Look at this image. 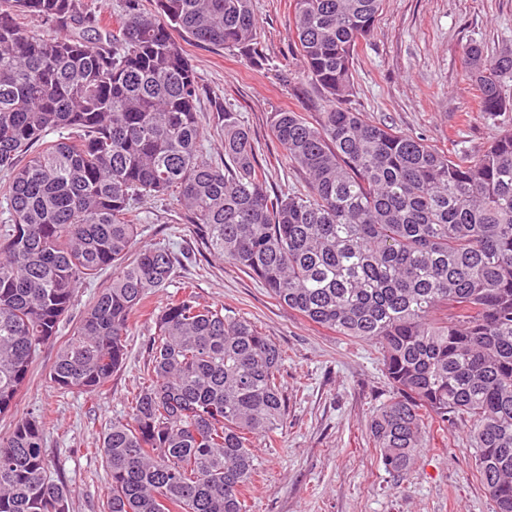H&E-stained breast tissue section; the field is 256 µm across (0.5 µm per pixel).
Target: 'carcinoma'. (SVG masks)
Segmentation results:
<instances>
[{
  "label": "carcinoma",
  "instance_id": "1",
  "mask_svg": "<svg viewBox=\"0 0 512 512\" xmlns=\"http://www.w3.org/2000/svg\"><path fill=\"white\" fill-rule=\"evenodd\" d=\"M0 0V415L11 410L76 289L111 285L60 345L61 390H104L125 364L131 315L171 282L166 247L128 254L142 203L177 200L212 257L254 277L277 303L374 345L388 398L370 435L400 482L433 431L463 420L475 477L512 512V127L476 156L346 106L353 59L385 0H292L295 50L321 111L271 113V133L306 189L271 196L250 130L216 108L224 163L204 153L196 72L175 40L265 64L252 0ZM49 28L38 34L17 18ZM480 111L512 112V45L489 60L464 49ZM58 135L55 140L48 139ZM151 383L99 451L104 512H246L254 439L287 428L280 349L240 313L191 291L156 317ZM45 424L0 435V512H69L51 475Z\"/></svg>",
  "mask_w": 512,
  "mask_h": 512
}]
</instances>
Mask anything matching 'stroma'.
<instances>
[{"label": "stroma", "instance_id": "stroma-1", "mask_svg": "<svg viewBox=\"0 0 512 512\" xmlns=\"http://www.w3.org/2000/svg\"><path fill=\"white\" fill-rule=\"evenodd\" d=\"M269 64L251 66L225 49L184 39L180 45L203 88L198 105L207 150L224 156L214 101L239 112L251 132L271 192L297 190L304 181L270 131L279 109L319 111L313 85L293 92L283 69H298L293 53L290 0H252ZM478 42L488 58L512 44V0H386L353 64L351 110L397 131L427 139L456 154L476 155L512 112H481L463 63L465 44ZM148 224L138 246H169L195 253L180 261L168 288L156 291L132 315L127 360L102 392L60 393L48 379L58 343L45 345L13 409L0 415V434L23 416L46 424L43 451L53 475L72 490L70 512H100L110 478L98 451L99 435L127 417L134 394L151 376L154 315L188 286L200 302L224 306L255 323L282 351L288 420L281 443L255 442L258 475L249 512H493L494 503L473 475L463 424L433 433L428 448L401 483L385 471L369 436L371 417L387 397L388 382L374 348L317 327L276 303L253 275L199 253L192 225L175 199L147 202Z\"/></svg>", "mask_w": 512, "mask_h": 512}]
</instances>
